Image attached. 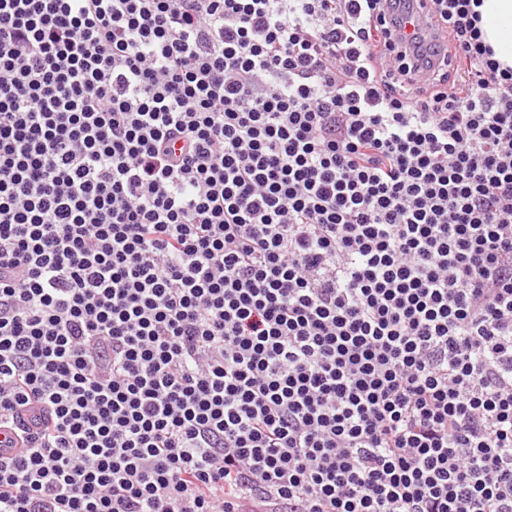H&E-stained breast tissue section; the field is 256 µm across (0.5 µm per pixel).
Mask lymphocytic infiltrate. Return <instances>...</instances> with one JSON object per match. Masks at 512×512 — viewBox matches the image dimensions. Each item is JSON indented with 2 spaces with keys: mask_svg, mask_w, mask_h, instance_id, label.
I'll return each mask as SVG.
<instances>
[{
  "mask_svg": "<svg viewBox=\"0 0 512 512\" xmlns=\"http://www.w3.org/2000/svg\"><path fill=\"white\" fill-rule=\"evenodd\" d=\"M431 2L0 0V512H512V67ZM430 3L427 0H413L412 8L408 11L401 12L399 8L396 13L402 19L400 34L405 40H410L414 35L429 34L433 39L428 10Z\"/></svg>",
  "mask_w": 512,
  "mask_h": 512,
  "instance_id": "lymphocytic-infiltrate-1",
  "label": "lymphocytic infiltrate"
}]
</instances>
